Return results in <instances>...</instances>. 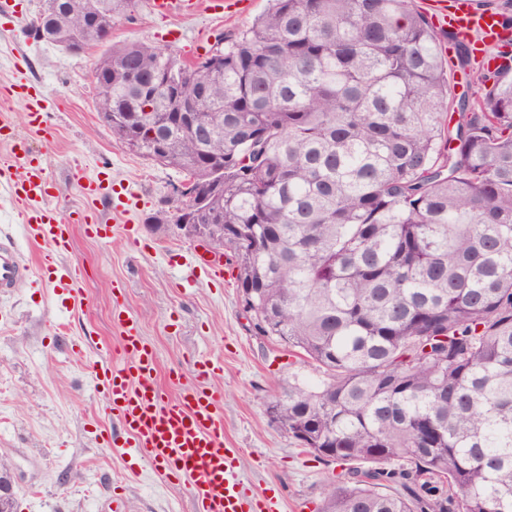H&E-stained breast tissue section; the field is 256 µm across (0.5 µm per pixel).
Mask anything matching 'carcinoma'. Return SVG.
<instances>
[{"label":"carcinoma","instance_id":"obj_1","mask_svg":"<svg viewBox=\"0 0 512 512\" xmlns=\"http://www.w3.org/2000/svg\"><path fill=\"white\" fill-rule=\"evenodd\" d=\"M65 3L38 18L86 47L109 32L79 12L136 6ZM452 70L480 94L451 98ZM91 78L113 135L215 187L189 223L224 225L257 334L325 375L268 405L359 463L316 512H512V56L445 55L413 0H269L219 56L130 43Z\"/></svg>","mask_w":512,"mask_h":512}]
</instances>
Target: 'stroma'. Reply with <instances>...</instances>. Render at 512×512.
<instances>
[{
  "label": "stroma",
  "instance_id": "stroma-1",
  "mask_svg": "<svg viewBox=\"0 0 512 512\" xmlns=\"http://www.w3.org/2000/svg\"><path fill=\"white\" fill-rule=\"evenodd\" d=\"M41 6L42 0H16L11 13L0 15V86L22 82L43 97L45 128L29 125L25 103L16 98H0V117L48 162L49 206L63 218L93 211L112 233L98 239L75 228L59 263L83 271L76 299L37 277L0 298V454L7 456L18 512H110L117 488L125 512H196L189 483L167 480L144 455L102 442L118 422L95 372L120 345L117 308L155 353L156 379L172 396L193 383L195 362L223 360L213 385L222 394L224 445L238 457L243 487L277 496L281 512H314L325 485L346 469L305 452L270 420L267 407L289 384L318 382L320 373L256 333L230 254L220 256L222 277L208 275L202 261L211 245L155 223L171 209L182 173L130 153L101 122L89 76L101 48L76 55L29 37ZM266 6L267 0H249L239 12L216 15L203 7L160 15L151 0H139L113 27L111 41L169 46L190 60L250 28ZM103 168L121 190L123 207L85 197L86 180ZM5 237L30 262L44 251L0 186Z\"/></svg>",
  "mask_w": 512,
  "mask_h": 512
}]
</instances>
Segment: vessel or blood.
Listing matches in <instances>:
<instances>
[{"instance_id": "vessel-or-blood-1", "label": "vessel or blood", "mask_w": 512, "mask_h": 512, "mask_svg": "<svg viewBox=\"0 0 512 512\" xmlns=\"http://www.w3.org/2000/svg\"><path fill=\"white\" fill-rule=\"evenodd\" d=\"M429 7L435 27L451 32L457 40H471L476 33L489 42L503 38L499 17L477 8L474 0H430ZM15 147L23 154V169L16 173L11 165L0 166V183L12 200L24 204V222L33 241L48 245L49 251L34 266L14 243L0 240V293H11L39 271L47 276L64 273V289L76 296L80 268H58L56 258L68 252L74 224L97 238L107 237L110 227L87 213L73 223L60 219L46 203L52 184L43 159L28 153L23 142ZM114 320L123 330L121 350L106 360L97 377L122 433L107 435L106 444L123 442L144 452L162 476L188 482L195 492L196 512H279L275 497L243 489L236 476L237 457L223 446L219 396L211 386L212 379L222 374L223 363L197 362L195 386L170 397L156 380L153 352L122 312H115Z\"/></svg>"}]
</instances>
